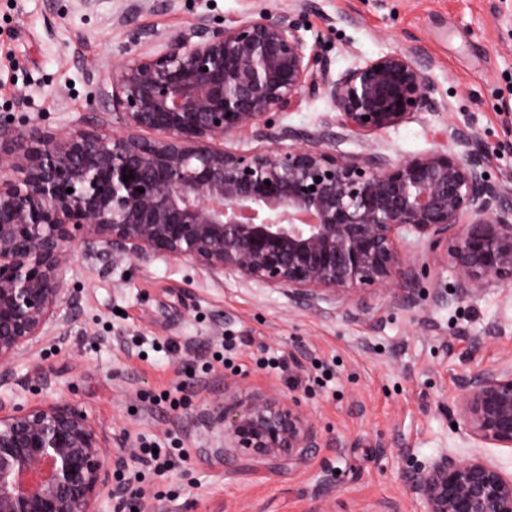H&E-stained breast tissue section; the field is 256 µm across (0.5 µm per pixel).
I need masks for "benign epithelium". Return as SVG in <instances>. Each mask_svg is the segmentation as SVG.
I'll use <instances>...</instances> for the list:
<instances>
[{"label": "benign epithelium", "mask_w": 512, "mask_h": 512, "mask_svg": "<svg viewBox=\"0 0 512 512\" xmlns=\"http://www.w3.org/2000/svg\"><path fill=\"white\" fill-rule=\"evenodd\" d=\"M317 9L295 0L222 27L201 15L159 50L156 33H132L143 51L112 70L113 133L104 120L66 134L24 115L0 120V386L44 342L64 341L55 332L81 293L64 287L75 245L103 273L178 259L312 306L342 300L351 314L376 291L416 303L397 287L415 281V245L453 263L462 298L512 284V180L484 177L489 151L476 136L456 129L398 159L336 152L342 135L396 127L437 102L431 64L412 49L331 77L299 35ZM317 95L334 123L276 125L274 114ZM242 135L261 146L224 147ZM458 414L466 440L512 448V362L467 379ZM221 418L224 444L274 469L318 439L295 398L226 397ZM118 468L105 429L68 400L0 399V512H120L141 491ZM408 492L427 512H512V475L453 450L417 465Z\"/></svg>", "instance_id": "benign-epithelium-1"}]
</instances>
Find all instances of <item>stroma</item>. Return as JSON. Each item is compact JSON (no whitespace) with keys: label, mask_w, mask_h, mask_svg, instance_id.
Returning <instances> with one entry per match:
<instances>
[{"label":"stroma","mask_w":512,"mask_h":512,"mask_svg":"<svg viewBox=\"0 0 512 512\" xmlns=\"http://www.w3.org/2000/svg\"><path fill=\"white\" fill-rule=\"evenodd\" d=\"M129 0H0V117L18 112L69 132L107 110L113 65L134 53V28L169 35L202 14L231 22L289 0H169L117 26ZM300 35L326 46L332 74L395 49L432 61L435 112L421 120L337 140L349 158H394L435 148L461 128L494 146L489 170L512 175V0H317ZM325 98L303 99L284 125L333 123ZM426 289L448 300L393 305L367 297L350 318L343 301L310 306L287 291L214 281L186 262L158 258L103 275L82 256L65 285L80 303L67 346H40L19 361L17 385L0 396L35 405L65 398L120 439L126 480H138L140 512H426L406 487L414 462L455 448L463 382L512 358V285L456 298L450 264L430 263ZM51 386L38 390L39 377ZM229 394L298 399L318 430L292 464L224 445L211 415ZM189 456L165 475L142 467V441Z\"/></svg>","instance_id":"1"}]
</instances>
